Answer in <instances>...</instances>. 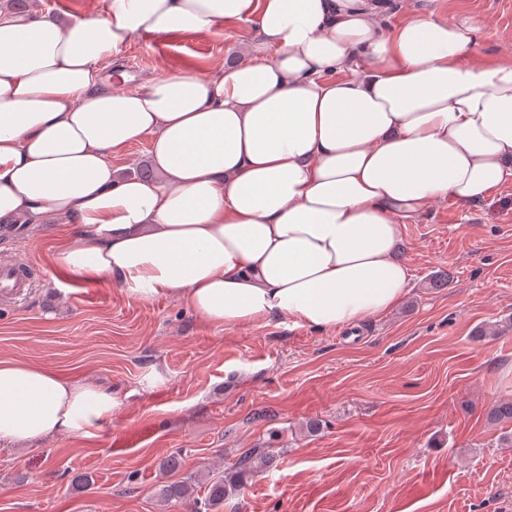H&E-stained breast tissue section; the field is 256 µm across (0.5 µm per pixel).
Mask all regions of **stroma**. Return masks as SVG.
I'll return each instance as SVG.
<instances>
[{
    "label": "stroma",
    "mask_w": 512,
    "mask_h": 512,
    "mask_svg": "<svg viewBox=\"0 0 512 512\" xmlns=\"http://www.w3.org/2000/svg\"><path fill=\"white\" fill-rule=\"evenodd\" d=\"M406 12L473 19L479 58L512 53V0H395L390 22ZM256 39L252 20L142 36L112 63H138L140 84L212 75ZM64 230L50 217L0 238V258L36 268L25 299L0 304V360L35 361L120 406L95 437L0 449V512H165L159 485L206 486L256 446L273 466L222 512H512L501 443L512 426L485 420L512 397V181L469 210L442 201L405 224L407 296L336 331L285 317L222 330L182 301L67 278L51 262ZM172 453L182 467L162 472ZM83 473L86 490L73 483Z\"/></svg>",
    "instance_id": "35a3bbf8"
}]
</instances>
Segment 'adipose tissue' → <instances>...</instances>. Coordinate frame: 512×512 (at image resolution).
Segmentation results:
<instances>
[{
    "mask_svg": "<svg viewBox=\"0 0 512 512\" xmlns=\"http://www.w3.org/2000/svg\"><path fill=\"white\" fill-rule=\"evenodd\" d=\"M389 0H108L61 24L0 10V223L55 215L75 239L54 266L132 296L185 302L217 328L340 330L391 311L406 221L468 210L512 180V55L481 28ZM256 18L248 56L213 76L136 90L105 68L141 35ZM150 138L155 178L113 155ZM111 392L0 360V445L93 437Z\"/></svg>",
    "mask_w": 512,
    "mask_h": 512,
    "instance_id": "obj_1",
    "label": "adipose tissue"
}]
</instances>
